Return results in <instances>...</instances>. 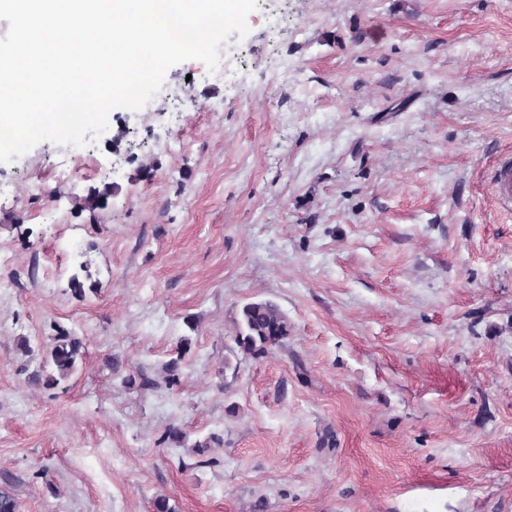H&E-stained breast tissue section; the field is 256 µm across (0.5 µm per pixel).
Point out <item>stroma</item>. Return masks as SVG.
<instances>
[{"label":"stroma","instance_id":"obj_1","mask_svg":"<svg viewBox=\"0 0 512 512\" xmlns=\"http://www.w3.org/2000/svg\"><path fill=\"white\" fill-rule=\"evenodd\" d=\"M257 4L235 71L183 62L110 113L119 151L0 163V489L20 512H512V213L486 178L512 153V0ZM256 301L292 330L246 357ZM59 326L85 353L51 386Z\"/></svg>","mask_w":512,"mask_h":512}]
</instances>
